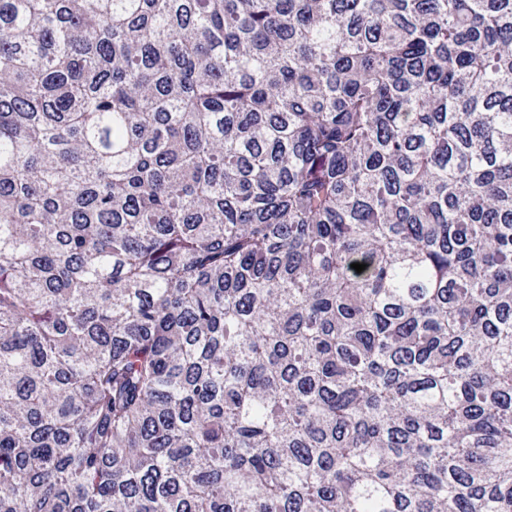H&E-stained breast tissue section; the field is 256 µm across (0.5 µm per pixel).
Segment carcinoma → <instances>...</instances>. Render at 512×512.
Listing matches in <instances>:
<instances>
[{
	"mask_svg": "<svg viewBox=\"0 0 512 512\" xmlns=\"http://www.w3.org/2000/svg\"><path fill=\"white\" fill-rule=\"evenodd\" d=\"M0 512H512V0H0Z\"/></svg>",
	"mask_w": 512,
	"mask_h": 512,
	"instance_id": "1",
	"label": "carcinoma"
}]
</instances>
